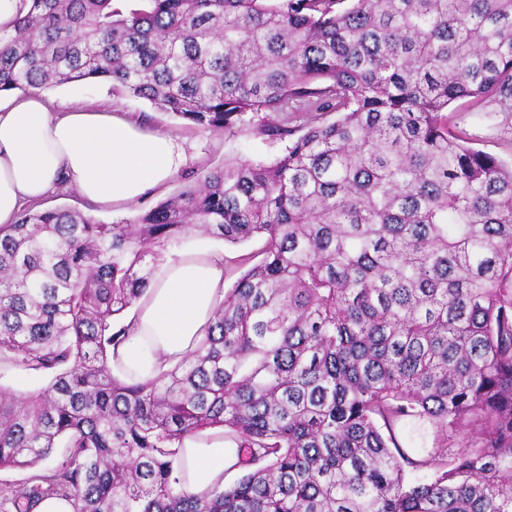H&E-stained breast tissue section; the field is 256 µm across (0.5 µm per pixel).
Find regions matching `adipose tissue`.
<instances>
[{
  "label": "adipose tissue",
  "instance_id": "adipose-tissue-1",
  "mask_svg": "<svg viewBox=\"0 0 512 512\" xmlns=\"http://www.w3.org/2000/svg\"><path fill=\"white\" fill-rule=\"evenodd\" d=\"M185 163L177 136L145 130L126 113L89 105L59 112L41 89L0 101V225L65 183L98 204L125 205L165 187ZM223 297V255L190 250L167 263L136 301L113 370L151 378L174 366L204 336ZM182 460L192 494L224 486L238 469L236 446L216 430L185 438Z\"/></svg>",
  "mask_w": 512,
  "mask_h": 512
}]
</instances>
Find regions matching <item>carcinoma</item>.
I'll list each match as a JSON object with an SVG mask.
<instances>
[{"mask_svg": "<svg viewBox=\"0 0 512 512\" xmlns=\"http://www.w3.org/2000/svg\"><path fill=\"white\" fill-rule=\"evenodd\" d=\"M23 3L0 91L105 81L285 152L126 224L55 208L0 227V377L47 379L0 387V470L27 471L0 512H512V163L444 114L512 111V0ZM198 230L261 238L262 259L193 352L128 382L114 316ZM405 424L431 446H403ZM215 428L249 470L178 492L183 439ZM45 383V378L33 377L20 372L10 373L0 379V385L17 393L34 391L44 386Z\"/></svg>", "mask_w": 512, "mask_h": 512, "instance_id": "obj_1", "label": "carcinoma"}]
</instances>
